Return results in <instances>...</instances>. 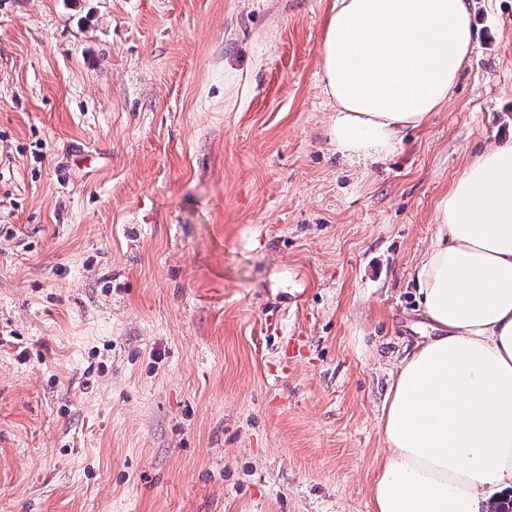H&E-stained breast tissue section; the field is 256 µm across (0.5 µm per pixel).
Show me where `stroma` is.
Segmentation results:
<instances>
[{
	"label": "stroma",
	"mask_w": 512,
	"mask_h": 512,
	"mask_svg": "<svg viewBox=\"0 0 512 512\" xmlns=\"http://www.w3.org/2000/svg\"><path fill=\"white\" fill-rule=\"evenodd\" d=\"M332 3L0 0V512H373L436 205L512 141V0L372 159Z\"/></svg>",
	"instance_id": "35a3bbf8"
}]
</instances>
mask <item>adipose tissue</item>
Segmentation results:
<instances>
[{"label": "adipose tissue", "instance_id": "ef3b65f1", "mask_svg": "<svg viewBox=\"0 0 512 512\" xmlns=\"http://www.w3.org/2000/svg\"><path fill=\"white\" fill-rule=\"evenodd\" d=\"M476 39L468 0H334L321 72L337 151L393 153L447 102ZM436 213L415 275L433 334L383 405L374 512H481L512 489V142L477 155Z\"/></svg>", "mask_w": 512, "mask_h": 512}]
</instances>
